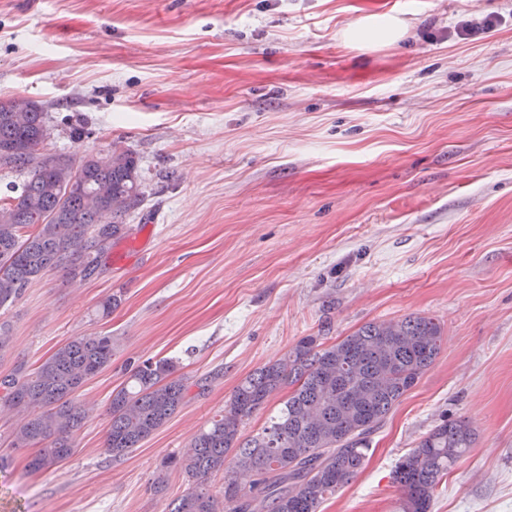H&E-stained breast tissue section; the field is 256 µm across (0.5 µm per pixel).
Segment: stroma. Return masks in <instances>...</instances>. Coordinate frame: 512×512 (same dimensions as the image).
Segmentation results:
<instances>
[{"instance_id": "1", "label": "stroma", "mask_w": 512, "mask_h": 512, "mask_svg": "<svg viewBox=\"0 0 512 512\" xmlns=\"http://www.w3.org/2000/svg\"><path fill=\"white\" fill-rule=\"evenodd\" d=\"M485 17L491 37L456 36ZM15 97L44 106L42 153L130 149L144 196L98 278L52 270L0 308V373L115 342L67 460L31 470L0 403V512H167L191 484L163 459L243 378L300 337L410 315L441 352L319 512H399L395 465L445 419L476 439L430 512H512V0H0ZM148 358L176 361L188 400L111 456L112 393Z\"/></svg>"}]
</instances>
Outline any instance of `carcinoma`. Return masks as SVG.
I'll return each instance as SVG.
<instances>
[{
  "label": "carcinoma",
  "mask_w": 512,
  "mask_h": 512,
  "mask_svg": "<svg viewBox=\"0 0 512 512\" xmlns=\"http://www.w3.org/2000/svg\"><path fill=\"white\" fill-rule=\"evenodd\" d=\"M9 101H0V156L27 174L16 197L0 198V307L15 301L38 277L55 269L92 279L112 240L126 233L122 216L142 203L135 155L112 144V162L40 152L46 137L43 108L33 103L17 123ZM442 328L412 316L367 323L327 347L316 336L300 338L287 355L258 368L235 387L218 418L193 438L192 453L172 458L195 487L169 512H318L326 498L363 468L369 436L433 364ZM112 337L78 336L31 374L0 376V400L26 415L11 447L33 448L29 467L49 468L72 452L87 419L74 402L78 390L112 362ZM171 359H147L112 394L106 451L122 456L160 429L185 403L187 387L172 378ZM294 390L262 433L241 438L245 419L281 389ZM465 421H442L396 465L401 512H429L435 490L472 447ZM235 452V471L224 498L205 487Z\"/></svg>",
  "instance_id": "obj_1"
}]
</instances>
